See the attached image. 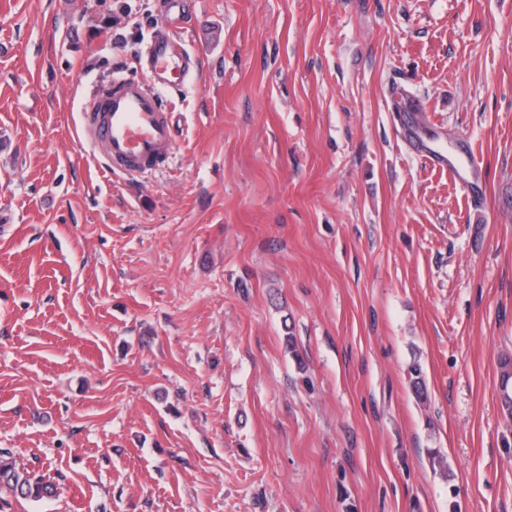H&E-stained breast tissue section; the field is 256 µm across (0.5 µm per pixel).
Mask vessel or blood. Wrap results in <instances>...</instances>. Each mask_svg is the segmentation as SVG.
<instances>
[{
	"instance_id": "obj_1",
	"label": "vessel or blood",
	"mask_w": 512,
	"mask_h": 512,
	"mask_svg": "<svg viewBox=\"0 0 512 512\" xmlns=\"http://www.w3.org/2000/svg\"><path fill=\"white\" fill-rule=\"evenodd\" d=\"M147 68L152 81L116 75L96 86L81 114L82 134L100 150L107 171L142 176L164 166L174 153L176 130L163 94L181 85L185 73L168 31L151 43Z\"/></svg>"
}]
</instances>
